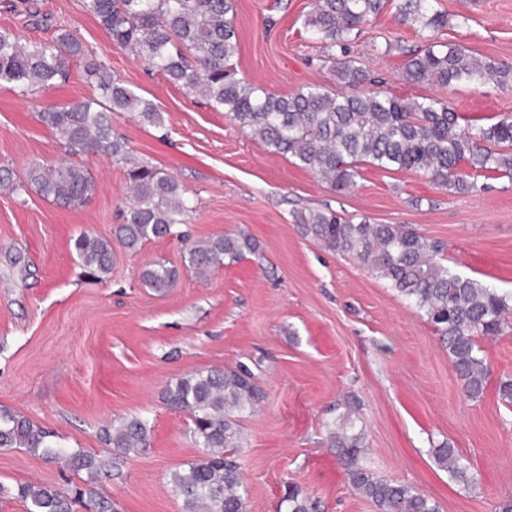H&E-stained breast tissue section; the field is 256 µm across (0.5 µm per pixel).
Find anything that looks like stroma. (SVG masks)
<instances>
[{
    "label": "stroma",
    "mask_w": 512,
    "mask_h": 512,
    "mask_svg": "<svg viewBox=\"0 0 512 512\" xmlns=\"http://www.w3.org/2000/svg\"><path fill=\"white\" fill-rule=\"evenodd\" d=\"M53 25L70 29L163 116L154 126L127 112L114 131L135 158L175 176L195 197L187 241L158 240L129 252L113 242L112 271L84 279L73 240L111 239L129 196L124 164L85 157L91 199L64 208L36 191L0 190V407L55 433L58 442L110 460L88 477L21 449L0 450V512H24L18 485L96 487L119 512H183L169 474L199 458L185 412L162 401L166 385L209 368L247 369L263 390L244 419L238 457L248 512H284L286 483L319 500L321 512H375L354 495L326 444L324 422L350 404L366 433L376 471L413 486L441 512H499L512 498V406L498 396L512 378V330L482 340L490 370L480 399L463 392L447 349L421 313L354 258L294 223L296 212L332 208L374 224H408L448 243L452 267L512 291V181L448 195L428 177L365 167L356 186L334 193L314 174L270 152L247 131L149 71L111 38L79 0H38ZM312 0H235L238 75L286 95L332 77L320 44L306 39ZM448 14L441 40L483 59L512 62V0H440ZM415 28L386 10L353 46L359 65L398 96L447 101L473 126L512 113V91L495 83H409L388 45L419 44ZM79 72L23 96L0 88V166L24 178L32 163L57 164L65 150L39 112L92 95ZM245 233L258 245L240 262L196 278L187 243ZM166 260L179 267L173 288H145L139 273ZM139 416L149 446L124 455L103 430ZM449 444L470 462L476 484L449 480L431 451Z\"/></svg>",
    "instance_id": "35a3bbf8"
}]
</instances>
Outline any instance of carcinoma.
I'll return each mask as SVG.
<instances>
[{
    "label": "carcinoma",
    "mask_w": 512,
    "mask_h": 512,
    "mask_svg": "<svg viewBox=\"0 0 512 512\" xmlns=\"http://www.w3.org/2000/svg\"><path fill=\"white\" fill-rule=\"evenodd\" d=\"M404 23L418 28L424 44L399 48L398 67L408 83L437 82L481 85L488 81L512 89V62L485 61L468 48L438 41L434 33L448 26L437 0H313L303 22L307 38L324 49L336 92L313 85L291 95H276L236 77L231 59L239 40L234 26L235 0H81L82 10L96 17L112 42L129 49L147 69L163 74L189 95H200L215 112L224 113L266 148L325 180L342 193L356 185L363 166L381 171H410L428 176L448 194L477 190V179L492 172L512 182V114L492 117L477 128L448 103L433 97H397L367 89L371 78L351 58V44L388 3ZM26 14L36 28H50V17L28 0ZM95 94L74 105L39 113L68 155L102 156L126 164L132 196L123 223L113 234L129 250L148 242L184 239L179 226L189 223L195 201L171 174L131 156L127 143L112 130V113L130 112L159 124L156 105L112 74L111 67L71 31L57 28L48 40L24 41L0 28V87L31 94L66 81L73 67ZM32 186L45 199L64 207L85 203L95 189L88 168L64 161L46 167L38 162L26 182L0 167V186L14 191ZM296 224L328 247L353 257L385 280L409 306L418 310L448 347L463 391L480 397L489 368L478 340L512 329V293L453 271L447 245L408 224L354 221L331 209L293 214ZM73 247L86 277L102 280L112 271V244L82 234ZM253 239L226 234L190 247L184 262L200 278L226 263L241 261L254 250ZM143 284L164 292L177 279L176 269L153 262L141 271ZM263 392L250 374L239 369H207L167 384L163 400L187 413L190 433L201 449L199 459L170 474V485L182 497L183 512H246V487L237 457L245 448L242 421L256 411ZM328 447L344 469L350 489L370 501L376 512H439V505L406 483L383 476L370 466L363 428L349 411L325 424ZM150 426L132 416L104 429L109 445L124 455L148 446ZM50 433L24 415L0 409V449H23L49 461H61L74 472L91 476L109 461L81 448L49 440ZM435 463L451 480L474 484L458 452L445 444L432 450ZM18 498L25 512H118L112 499L93 489L68 493L47 485L22 484ZM287 512H318V501L296 484H286Z\"/></svg>",
    "instance_id": "1"
}]
</instances>
